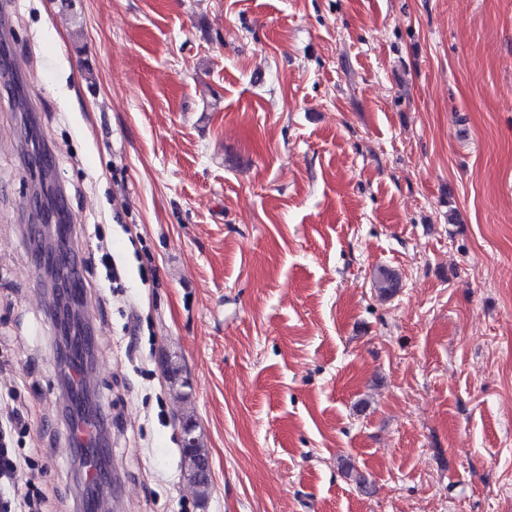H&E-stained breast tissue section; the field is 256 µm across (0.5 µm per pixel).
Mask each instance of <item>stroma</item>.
<instances>
[{"label":"stroma","mask_w":512,"mask_h":512,"mask_svg":"<svg viewBox=\"0 0 512 512\" xmlns=\"http://www.w3.org/2000/svg\"><path fill=\"white\" fill-rule=\"evenodd\" d=\"M0 44V399L42 512L83 486L28 120L115 512H512V0H0ZM193 427H183V447L192 445ZM184 469L187 481L194 487L198 499L205 501L210 494V480L208 475V458L201 448L198 439L190 448H183Z\"/></svg>","instance_id":"obj_1"}]
</instances>
